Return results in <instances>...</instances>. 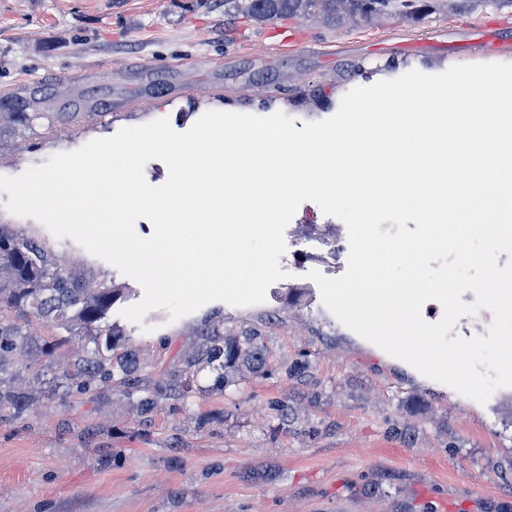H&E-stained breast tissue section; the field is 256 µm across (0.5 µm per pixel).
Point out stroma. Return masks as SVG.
<instances>
[{
  "mask_svg": "<svg viewBox=\"0 0 512 512\" xmlns=\"http://www.w3.org/2000/svg\"><path fill=\"white\" fill-rule=\"evenodd\" d=\"M302 42L280 49L281 32ZM512 63V9L330 28L282 18L224 24V0H0V97L41 87L63 125L21 129L0 147L16 177L119 129L168 118L182 132L205 112L269 116L295 128L333 116L344 94L417 70ZM319 95L322 107L308 105ZM107 113L93 116L98 103ZM15 225L66 259L143 290L41 222ZM305 271L272 284L263 303L212 301L177 321L110 322L159 378L191 327L213 313L224 331L261 333L269 372L220 398L196 395L144 418L120 396L48 400L0 424V512H512V387L478 403L431 380L340 323ZM287 397V418L270 403ZM210 415L198 427L201 415Z\"/></svg>",
  "mask_w": 512,
  "mask_h": 512,
  "instance_id": "obj_1",
  "label": "stroma"
}]
</instances>
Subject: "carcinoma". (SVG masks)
I'll use <instances>...</instances> for the list:
<instances>
[{
  "mask_svg": "<svg viewBox=\"0 0 512 512\" xmlns=\"http://www.w3.org/2000/svg\"><path fill=\"white\" fill-rule=\"evenodd\" d=\"M511 7L512 0H224V16L267 23L281 17L313 19L336 27L378 19H420L436 11L459 14L476 4ZM35 95L0 103V122L25 129L37 121L52 128L63 112H36ZM122 289L83 267H65L56 253L33 236L0 224V422L23 417L34 397L18 369L34 373L62 400L119 392L134 400L136 412L153 416L166 405L195 394L224 396L236 380L262 377L268 350L255 331L224 335V319L196 329V350L164 380L144 385L139 349L107 323ZM83 346L54 369L71 344Z\"/></svg>",
  "mask_w": 512,
  "mask_h": 512,
  "instance_id": "cac0c4a2",
  "label": "carcinoma"
}]
</instances>
